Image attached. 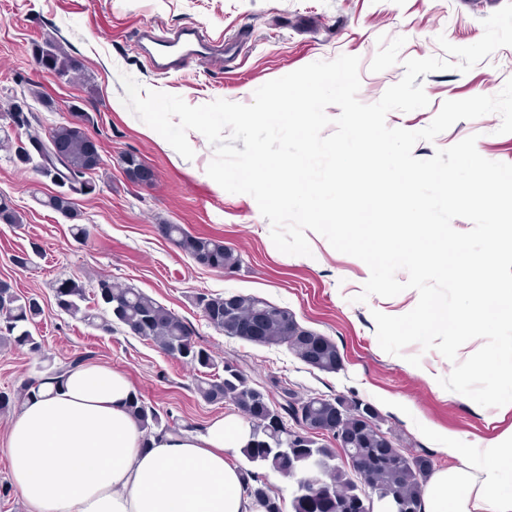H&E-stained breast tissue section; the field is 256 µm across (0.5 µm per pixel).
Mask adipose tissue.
<instances>
[{
    "label": "adipose tissue",
    "mask_w": 512,
    "mask_h": 512,
    "mask_svg": "<svg viewBox=\"0 0 512 512\" xmlns=\"http://www.w3.org/2000/svg\"><path fill=\"white\" fill-rule=\"evenodd\" d=\"M38 393L11 421L7 460L25 512H256L238 453L251 427L236 415L177 434L145 435L132 417L127 376L86 363ZM459 465L434 472L422 512H512V429Z\"/></svg>",
    "instance_id": "adipose-tissue-1"
}]
</instances>
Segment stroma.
Returning a JSON list of instances; mask_svg holds the SVG:
<instances>
[{
  "instance_id": "stroma-1",
  "label": "stroma",
  "mask_w": 512,
  "mask_h": 512,
  "mask_svg": "<svg viewBox=\"0 0 512 512\" xmlns=\"http://www.w3.org/2000/svg\"><path fill=\"white\" fill-rule=\"evenodd\" d=\"M506 0H0V126L12 140L24 129L13 125L9 105L26 100L43 128L73 120L102 150L104 164L92 176L96 190L76 199L78 220L42 206L56 185L33 167L13 163L0 150V198L21 212V226L0 224V279L13 282L23 296L36 297L44 313L36 326L49 352L43 361L27 350H0V391L48 370L51 362L76 354L125 373L135 391L171 418L202 426L208 419L232 413L231 404L211 405L194 392V371L164 354L153 342L122 328L106 334L71 318L56 305L57 281L70 280L93 294L106 277L149 294L190 323L195 340L217 360L232 357L252 379L275 378L302 394L344 396L373 405L382 428L398 448L432 454L437 468L456 465L451 451L475 450L512 426V412L486 408L468 397L437 387L452 362L438 351L406 347L405 357L384 352L376 336L374 312L408 313L418 294L369 297L358 302L369 269L361 260L334 250L321 235L307 239L311 255H287L274 246L270 225L255 200L225 191L206 169L214 150L196 131L187 138L195 152L185 159L167 143L146 138V125L122 102L121 74L144 88L181 96L189 105L217 99L251 103L257 88L315 61L340 55L360 59L362 103L378 101L401 80L402 62L441 55L437 36L467 46L483 35L482 21ZM172 33L188 26L206 28L210 38L229 52L223 63L200 55L177 60L169 71L158 70L155 50L140 49V28ZM405 36L401 64L374 73L370 64L379 36ZM59 43L80 64L76 78L61 77L40 67L35 46ZM512 78V47H502L468 73L438 71L419 76L427 107L409 113L390 112L392 128L426 127L448 100L495 95ZM39 88L52 99L45 108L30 98ZM501 118L488 114L455 123L434 141L413 148L419 159L433 157L469 135L485 159L512 164V133H499ZM135 153L151 169L146 183L131 181L122 166ZM88 225L86 240L74 238L73 223ZM162 224L182 225L189 233L223 240L240 254L233 273L196 263L159 232ZM26 256V267L13 258ZM254 294L293 311L306 328L327 336L337 346L343 365L322 372L298 359L287 347L263 346L225 336L204 318L197 294ZM417 355L420 366L408 363Z\"/></svg>"
}]
</instances>
